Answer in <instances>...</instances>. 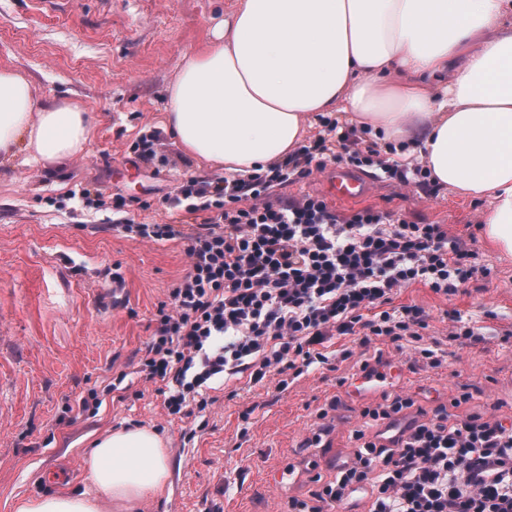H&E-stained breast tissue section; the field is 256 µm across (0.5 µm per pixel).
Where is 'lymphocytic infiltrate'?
Returning <instances> with one entry per match:
<instances>
[{"instance_id": "obj_1", "label": "lymphocytic infiltrate", "mask_w": 512, "mask_h": 512, "mask_svg": "<svg viewBox=\"0 0 512 512\" xmlns=\"http://www.w3.org/2000/svg\"><path fill=\"white\" fill-rule=\"evenodd\" d=\"M319 121L324 134L265 172L218 184L185 180L169 206L194 217L188 233L178 224L136 223L123 214V196L79 189L87 208L115 213L116 231L156 244L186 242L188 270L158 306L140 365L145 380L161 382L169 415L204 412L214 402L210 382L226 375L272 381L283 391L333 359L355 357L373 371L363 351L378 341L442 367L445 351L424 342V308L394 306L393 297L416 283L446 297L458 293L481 271L477 239L390 210L343 214L311 194L272 201V188L309 178L329 158L403 185L436 187L428 166L394 160L395 145L379 148L370 127H344L325 115ZM341 336L354 346L329 358L326 343ZM471 398L463 385L451 404L430 413L402 391L365 404L353 458L310 500H290L289 512H512V423L458 415Z\"/></svg>"}]
</instances>
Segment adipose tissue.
Segmentation results:
<instances>
[{
	"label": "adipose tissue",
	"mask_w": 512,
	"mask_h": 512,
	"mask_svg": "<svg viewBox=\"0 0 512 512\" xmlns=\"http://www.w3.org/2000/svg\"><path fill=\"white\" fill-rule=\"evenodd\" d=\"M319 112L407 143L460 195L491 196L486 233L512 254V0H239L186 55L164 128L185 154L249 173L286 158ZM92 135L79 104L38 105L22 74L0 70V166L80 155ZM84 463L92 492L28 498L17 512H136L169 475L147 427L100 437Z\"/></svg>",
	"instance_id": "1"
}]
</instances>
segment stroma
Wrapping results in <instances>:
<instances>
[{"instance_id": "stroma-1", "label": "stroma", "mask_w": 512, "mask_h": 512, "mask_svg": "<svg viewBox=\"0 0 512 512\" xmlns=\"http://www.w3.org/2000/svg\"><path fill=\"white\" fill-rule=\"evenodd\" d=\"M235 7L236 0H62L46 12L39 0H0V70L22 73L39 105L78 103L93 126L80 156L0 169V512H16L30 497L91 490L84 456L121 427L153 428L169 455L166 484L137 512H288L291 498L334 479L329 460L353 455L363 401L338 383L354 373L349 360L334 371L309 370L283 392L244 375L215 379L200 431L168 415L138 368L159 303L188 269L185 245L126 236L113 230L111 211L85 209L72 196L82 187L119 193L136 222L170 224L179 215L162 198L192 176L224 178L185 156L163 119L184 55L202 48ZM152 132L156 156L146 162L132 148ZM365 204L464 238L477 233L491 201L376 179ZM477 247L485 272L457 295L414 284L394 300L426 310L424 341L447 350L443 366L413 368L393 346L381 350L394 387L419 394L424 409L450 402L467 384L473 398L461 413L512 417V256L483 236ZM116 266L125 279L117 294ZM451 309L479 341L449 343ZM120 369L132 386L108 390ZM91 388L97 412L60 422L65 405ZM334 399L335 430L321 447H303L318 410Z\"/></svg>"}]
</instances>
